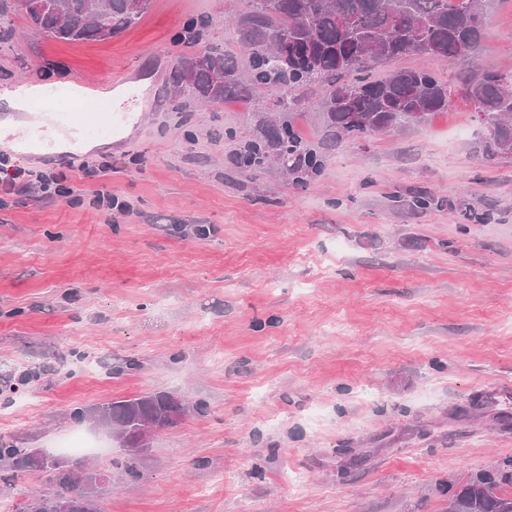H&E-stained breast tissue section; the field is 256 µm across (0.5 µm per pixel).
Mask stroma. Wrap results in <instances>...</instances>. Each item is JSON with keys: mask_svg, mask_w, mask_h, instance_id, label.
I'll list each match as a JSON object with an SVG mask.
<instances>
[{"mask_svg": "<svg viewBox=\"0 0 512 512\" xmlns=\"http://www.w3.org/2000/svg\"><path fill=\"white\" fill-rule=\"evenodd\" d=\"M248 0H151L101 42L45 36L21 11L0 40V93L18 120L54 127L52 87L134 72L148 108L116 146L88 129L72 149L13 150L14 167L111 160L128 211L26 184L0 209V436L53 451L80 433L104 472L98 512H445L450 484L512 467V154L485 160L457 65L437 68L447 113L392 134L322 140L319 85L296 123L327 151L306 181L232 154L278 112L272 94L206 108L170 91L180 34L209 22L208 47H237L229 16ZM512 69V0L486 19L475 70ZM203 228L205 236L194 235ZM191 406L159 430L129 477L126 451L87 419L155 391ZM45 470L0 461V512L55 491Z\"/></svg>", "mask_w": 512, "mask_h": 512, "instance_id": "1", "label": "stroma"}]
</instances>
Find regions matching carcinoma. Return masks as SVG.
Wrapping results in <instances>:
<instances>
[{
	"mask_svg": "<svg viewBox=\"0 0 512 512\" xmlns=\"http://www.w3.org/2000/svg\"><path fill=\"white\" fill-rule=\"evenodd\" d=\"M496 0H250L239 20L240 48L249 63L206 48L179 58L172 70L177 97L220 106L271 92L286 105L306 83L328 85L319 101L324 128L333 138H366L430 124L448 111V86L432 69L380 67L409 55L436 63L472 66L485 39V15ZM30 22L59 41H105L139 20L150 0H19ZM205 20L189 25L185 42L205 40ZM465 99L479 106L485 131L484 157L512 153V71H485L470 81ZM277 161L298 179L318 175L324 165L296 128L294 113L261 125L237 151V164L258 170ZM156 391L114 400L98 407L99 418L175 425L171 400ZM34 451L0 437V459L14 469L30 468ZM58 491L19 509L55 512L68 501L70 512H96L81 493L73 472L56 474ZM447 512H512V470L479 473L456 489L448 488Z\"/></svg>",
	"mask_w": 512,
	"mask_h": 512,
	"instance_id": "carcinoma-1",
	"label": "carcinoma"
}]
</instances>
